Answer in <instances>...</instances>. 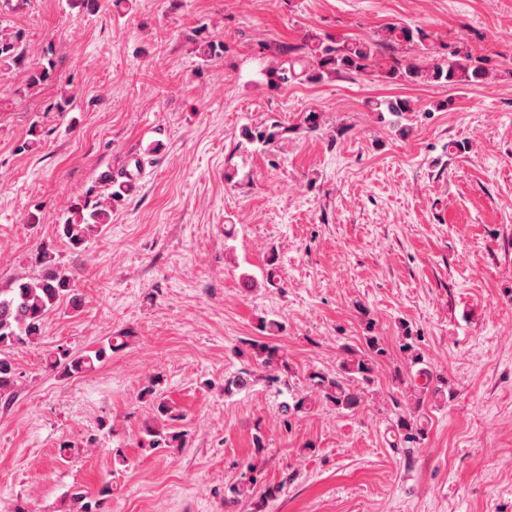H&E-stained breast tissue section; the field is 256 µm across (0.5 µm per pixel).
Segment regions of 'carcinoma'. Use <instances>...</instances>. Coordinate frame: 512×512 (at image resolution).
<instances>
[{
	"label": "carcinoma",
	"instance_id": "carcinoma-1",
	"mask_svg": "<svg viewBox=\"0 0 512 512\" xmlns=\"http://www.w3.org/2000/svg\"><path fill=\"white\" fill-rule=\"evenodd\" d=\"M385 39L391 45L424 42L425 34L419 28L401 24H390L385 28ZM303 53L311 58L310 64L297 55V48L288 46L283 50L285 60L269 71L270 82L286 84L304 75L312 82H321L336 75L367 77L377 75L389 82H417L454 85L459 82L482 83L489 79L491 72L480 59L459 47L448 51L447 55L433 58L423 65L417 60H408L403 56L391 54L384 64L376 63L377 43L368 39L315 35L308 37L303 44ZM25 56L22 38L18 35L0 37V68L9 69L21 63ZM375 112H389L402 115L413 111L410 102L405 99H381L371 102ZM284 128L277 121L269 125L247 129L243 138L249 143L269 145L278 140ZM112 221V207H100L99 204L75 205L70 216L59 225V234L75 252L81 250L89 233ZM36 263L41 272L31 281L21 282L14 288H0V396L11 393L16 383V371L9 352L17 345L34 342L40 335L44 322L50 312L62 302L77 307L80 297L76 293L73 276L54 261V256L44 247L37 252ZM364 346L360 350L348 348L336 364V368L314 371L308 375L311 384L322 396L342 413L354 411L361 402L362 390L374 384V372L377 361L387 355V349L377 336L375 323L366 322ZM419 337L409 329H404L400 340V351L406 356L408 364L414 367L423 363L419 347ZM126 345L122 336L100 346L87 350L81 355H73L67 349H58L46 357V364L53 370L65 375L86 373L96 365L112 358V352ZM253 356L260 361L266 371L269 383L288 384L285 373L289 372L286 355L281 348L270 342L251 341ZM403 383L410 384L417 392L414 405L397 414L394 425L393 447L399 449L406 460H411L414 449L427 437L428 429L423 425L425 417L421 415L427 396H444L445 380L433 375L429 370L420 368L407 374ZM251 385L250 374L240 372L224 379V392L232 394ZM307 408V399L300 393L291 394V400L283 403V415L290 417ZM160 420L145 423L144 433L148 436V447L177 448L185 442V434L171 430L166 421L175 419L169 407L162 401L156 405ZM249 479H240L229 486L224 503H237L250 497L254 488L263 482V467L254 462L246 465ZM112 492V486L104 484L98 495L89 494L83 487L76 486L65 495L77 512H102L105 500Z\"/></svg>",
	"mask_w": 512,
	"mask_h": 512
}]
</instances>
